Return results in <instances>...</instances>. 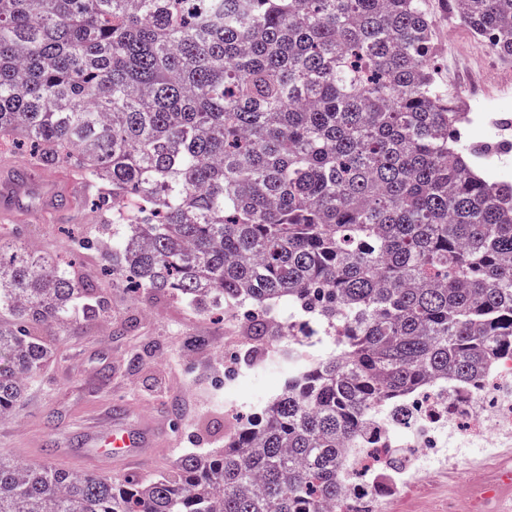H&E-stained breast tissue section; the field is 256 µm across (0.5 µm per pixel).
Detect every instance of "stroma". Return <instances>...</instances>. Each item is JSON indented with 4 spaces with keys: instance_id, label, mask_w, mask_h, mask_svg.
Wrapping results in <instances>:
<instances>
[{
    "instance_id": "obj_1",
    "label": "stroma",
    "mask_w": 512,
    "mask_h": 512,
    "mask_svg": "<svg viewBox=\"0 0 512 512\" xmlns=\"http://www.w3.org/2000/svg\"><path fill=\"white\" fill-rule=\"evenodd\" d=\"M432 18L439 55L437 80L450 92L473 81L474 74L456 43L472 40L465 26L449 29L453 0H423ZM86 211L30 212L12 219L25 245L42 253L68 256L74 249L64 231ZM107 317L55 340L54 358L24 391L13 418L0 419V455L33 461V449H87L91 434L112 419L114 406L129 404L143 413L166 412L173 427L169 444L143 470L150 476L171 470L186 453L206 456L222 450L241 422L281 382L270 364V348L256 359L225 370L237 351L245 318L225 308L223 317L176 296L133 295L123 286L107 289ZM488 454L466 449L459 468L429 461L424 472L388 501L387 512H491L488 501L461 494L462 476L472 483L490 480Z\"/></svg>"
}]
</instances>
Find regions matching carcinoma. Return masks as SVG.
Wrapping results in <instances>:
<instances>
[{
	"label": "carcinoma",
	"mask_w": 512,
	"mask_h": 512,
	"mask_svg": "<svg viewBox=\"0 0 512 512\" xmlns=\"http://www.w3.org/2000/svg\"><path fill=\"white\" fill-rule=\"evenodd\" d=\"M461 2L511 61L512 0ZM434 39L422 0H0V144L88 188L104 219L75 251L133 293L247 308L292 367L224 451L163 476L0 457V512H352L342 445L371 406L512 357V181L464 138ZM106 313L72 261L0 232V418L47 329Z\"/></svg>",
	"instance_id": "cac0c4a2"
}]
</instances>
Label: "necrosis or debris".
Returning a JSON list of instances; mask_svg holds the SVG:
<instances>
[{
	"label": "necrosis or debris",
	"instance_id": "obj_1",
	"mask_svg": "<svg viewBox=\"0 0 512 512\" xmlns=\"http://www.w3.org/2000/svg\"><path fill=\"white\" fill-rule=\"evenodd\" d=\"M404 410L403 420L387 415L373 422L351 452L352 471L370 465L377 472L373 480L349 483L355 512H372V503H383L428 459L456 466L452 449L511 448L512 359L492 383L435 388L411 397Z\"/></svg>",
	"mask_w": 512,
	"mask_h": 512
}]
</instances>
